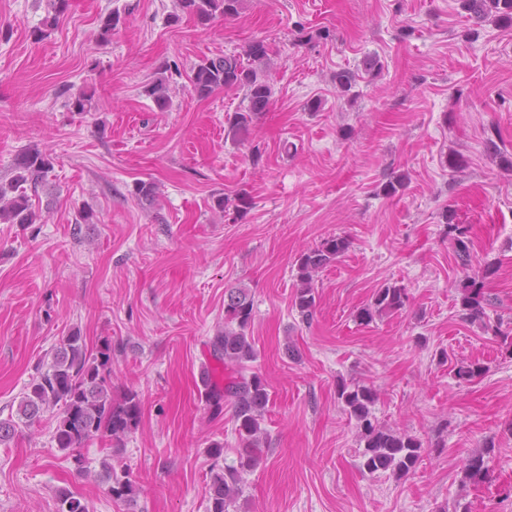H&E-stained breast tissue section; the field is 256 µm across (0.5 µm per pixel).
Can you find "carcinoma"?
Masks as SVG:
<instances>
[{
  "label": "carcinoma",
  "instance_id": "1",
  "mask_svg": "<svg viewBox=\"0 0 512 512\" xmlns=\"http://www.w3.org/2000/svg\"><path fill=\"white\" fill-rule=\"evenodd\" d=\"M180 11L206 24L219 17L239 13L241 0H177ZM68 0H48V15L38 29V38L45 39L55 28ZM461 7L476 23H512V0H461ZM268 45L263 40L249 42L243 54L205 58L195 64L190 75L192 91L206 98L218 89L237 88L244 91L247 106L228 117L232 139L243 141L249 135L254 120L267 111L274 94L270 72L253 66L268 58ZM355 73L342 69L334 74L336 88L348 93L356 84ZM159 110L170 107V79L166 74L157 77L143 88ZM93 95L79 91L68 101L75 112H88ZM53 169L50 154L37 148L19 153L14 160L13 175L0 183V224H35L41 216L33 209L30 193H38L48 184ZM134 195L146 206L157 201V186L151 181H138ZM216 206L233 219L242 218L252 207L245 195L220 197ZM446 234L453 241L454 252L464 272L461 283L460 307L463 319L512 346V328L502 329L503 322L490 320L487 308L491 301L483 288V280L492 276L496 267L491 263L473 265L470 226L456 224L443 215ZM350 241L344 236H330L298 256L297 287L292 308L309 321L317 307L315 277L344 255ZM408 302L406 288L395 283H384L373 291L370 302L357 311L356 319L369 324L377 318L403 309ZM253 319V302L245 288L224 289V327L209 338L207 347L211 357L228 370L218 379L209 374L201 377L205 404L214 413L224 405L233 408L236 430L242 448L236 461L224 462V444L214 442L207 448L212 459L207 512H230L242 495L243 474L257 467L261 459L263 416L270 403L269 385L257 371L250 370L258 358L255 342L249 336ZM487 367L476 361L454 366V375L470 382L483 376ZM336 398L349 419L355 421L360 441V469L369 474L390 473L397 478L413 473L422 461L425 447L420 438L399 432L375 415L378 401L376 389L359 384L341 382L336 386ZM58 410L54 440L58 448L77 451L86 442L106 437L112 447L120 448L141 420L142 406L139 394L131 389L121 398L112 397V341L104 339L92 352L78 330L62 337L54 349L50 362L37 368L36 376L22 393L18 403V420L30 426L47 411ZM16 420V421H18ZM16 421L0 419V443L9 441L16 431ZM488 466L481 453L470 456L464 466V478L475 484L483 482ZM107 493L115 501L131 504L136 501L137 488L127 473L119 474L112 466H104ZM57 512H89L86 503L74 493L64 490L59 495Z\"/></svg>",
  "mask_w": 512,
  "mask_h": 512
}]
</instances>
